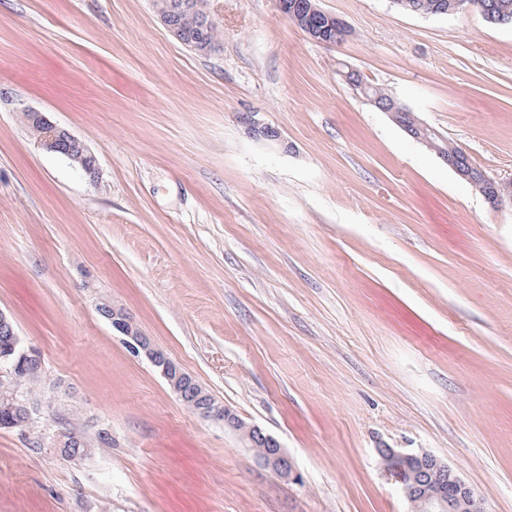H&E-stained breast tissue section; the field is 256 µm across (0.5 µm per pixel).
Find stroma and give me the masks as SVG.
Here are the masks:
<instances>
[{
    "label": "stroma",
    "instance_id": "obj_1",
    "mask_svg": "<svg viewBox=\"0 0 512 512\" xmlns=\"http://www.w3.org/2000/svg\"><path fill=\"white\" fill-rule=\"evenodd\" d=\"M318 5L352 28L341 46L276 0H208L222 42L201 55L152 0H0V311L45 368L40 415L0 429V512H410L382 446L512 512V207L339 75L512 182V27ZM28 108L88 145L98 181L35 145ZM103 299L292 476L190 413ZM72 428L94 443L77 461L53 442Z\"/></svg>",
    "mask_w": 512,
    "mask_h": 512
}]
</instances>
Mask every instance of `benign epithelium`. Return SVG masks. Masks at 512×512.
<instances>
[{"instance_id": "1", "label": "benign epithelium", "mask_w": 512, "mask_h": 512, "mask_svg": "<svg viewBox=\"0 0 512 512\" xmlns=\"http://www.w3.org/2000/svg\"><path fill=\"white\" fill-rule=\"evenodd\" d=\"M281 13L295 27L310 39L328 47L339 46L351 29L341 19L322 11L317 4L307 0L300 10L290 6L288 0H278ZM190 10L198 14L202 26L216 24V20L205 8V0H167L157 9L160 20L167 30L182 44L196 50L198 45L185 41L182 31L170 21V15ZM474 10L489 23L506 24L508 20L491 15L492 7L481 0H448L439 10L441 14H454ZM43 128L36 144L41 149L53 153L57 142L65 140L79 151L76 160L82 169L96 164V157L88 147L68 130L60 128L38 115ZM413 127L419 131L417 140L435 152L455 174L483 194L494 191L492 206L500 208L506 202L512 203V196L502 193L501 183L489 177L475 166L466 148L447 143V139L433 128L427 127L416 117H411ZM444 145H439V142ZM98 311L111 323L122 344L136 357L146 358L167 381L172 391L183 405L197 417L217 423L236 432L243 447L254 452L259 463L277 476L287 479L292 473V464L277 438L261 427L242 420L229 407L219 403L215 397L191 374L184 371L165 353L157 348L128 313L121 307L102 302ZM0 329L11 337L10 347L0 356V390L16 397L14 388L15 373L23 367H30L36 374L42 373L41 358L37 353L21 345L10 319L0 312ZM384 471L401 486L412 512H486L484 501L468 486L457 473L440 458L426 451H411L387 446L377 449Z\"/></svg>"}]
</instances>
